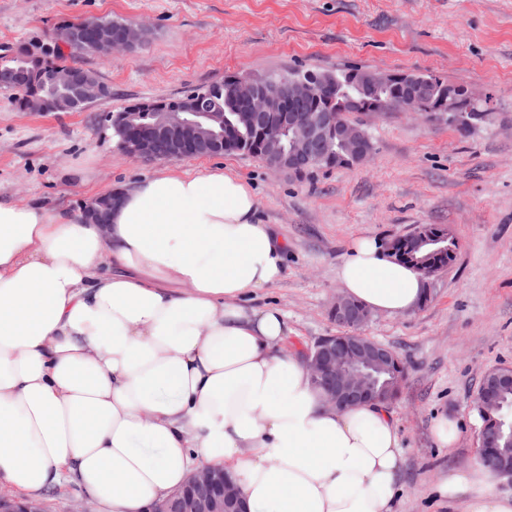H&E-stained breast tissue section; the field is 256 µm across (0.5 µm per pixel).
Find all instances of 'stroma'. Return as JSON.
I'll return each mask as SVG.
<instances>
[{
	"instance_id": "stroma-1",
	"label": "stroma",
	"mask_w": 512,
	"mask_h": 512,
	"mask_svg": "<svg viewBox=\"0 0 512 512\" xmlns=\"http://www.w3.org/2000/svg\"><path fill=\"white\" fill-rule=\"evenodd\" d=\"M86 17L142 23L151 36L109 59L75 58L109 88L82 111L22 112L0 93L1 197L76 211L153 174L162 165L128 156L104 114L181 99L228 74L433 73L488 95L486 119L465 132L443 114H351L373 141L369 161L301 180L246 154L218 158L253 183L261 220L286 243L281 279L255 301L287 315L285 347L297 356L342 332L329 308L354 239L443 224L458 240L414 311L374 312L363 328L407 370L389 405L404 452L396 512H448L439 483L479 460L472 401L486 372L512 368V0H0V47ZM444 411L460 422L450 450L431 430Z\"/></svg>"
}]
</instances>
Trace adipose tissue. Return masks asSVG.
Instances as JSON below:
<instances>
[{"label": "adipose tissue", "mask_w": 512, "mask_h": 512, "mask_svg": "<svg viewBox=\"0 0 512 512\" xmlns=\"http://www.w3.org/2000/svg\"><path fill=\"white\" fill-rule=\"evenodd\" d=\"M231 169H165L84 211L0 199V490L80 486L99 512H146L195 470L232 474L248 512H395L403 457L386 405L330 408L288 353V319L251 304L286 244ZM367 310L403 315L424 289L372 238L338 271ZM512 512L482 464L439 493Z\"/></svg>", "instance_id": "obj_1"}]
</instances>
